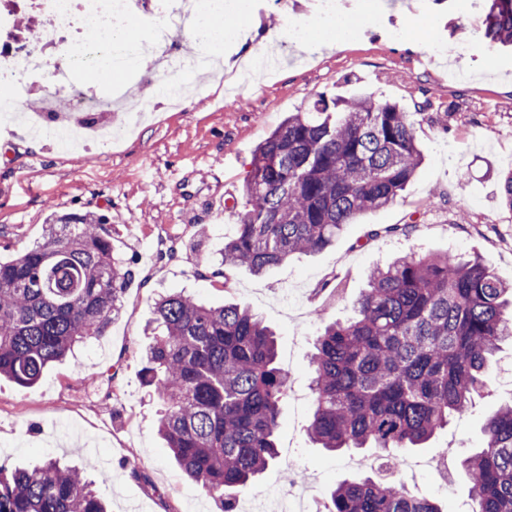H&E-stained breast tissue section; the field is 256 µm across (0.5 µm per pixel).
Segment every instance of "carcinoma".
<instances>
[{"label": "carcinoma", "mask_w": 512, "mask_h": 512, "mask_svg": "<svg viewBox=\"0 0 512 512\" xmlns=\"http://www.w3.org/2000/svg\"><path fill=\"white\" fill-rule=\"evenodd\" d=\"M483 37L512 45V0H486ZM409 113L371 94L318 95L255 150L222 264L257 274L331 246L347 225L392 204L422 154ZM131 270L103 215L57 213L43 242L0 261V377L34 386L77 344L105 336ZM142 381L162 404L158 432L185 474L232 512V492L276 458L287 381L273 332L238 304L182 293L155 302ZM512 338V286L480 258L413 252L368 277L355 316L327 325L310 357V437L331 451L375 448L395 467L489 388L499 344ZM475 512H512V402L462 461ZM0 512H107L92 481L49 460L0 464ZM326 512H445L401 482L344 481Z\"/></svg>", "instance_id": "carcinoma-1"}]
</instances>
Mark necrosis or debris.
<instances>
[{
	"label": "necrosis or debris",
	"instance_id": "obj_1",
	"mask_svg": "<svg viewBox=\"0 0 512 512\" xmlns=\"http://www.w3.org/2000/svg\"><path fill=\"white\" fill-rule=\"evenodd\" d=\"M31 5L44 18L41 40L0 51V87H11L21 75L41 74L47 65L43 49L53 46L60 54L55 70L58 88L47 97L46 113L29 116L18 114L13 97L0 96V127L42 134L64 149L85 146L90 139L101 145L112 136L111 124L86 122L87 117L111 111V99L96 100L72 90L68 73L76 65L94 66L115 33L150 18L153 35L148 50L165 69L157 97L128 104V112L136 115L176 104L186 92L180 74L213 65L210 56H187L176 49L175 32L190 22L189 0H31Z\"/></svg>",
	"mask_w": 512,
	"mask_h": 512
}]
</instances>
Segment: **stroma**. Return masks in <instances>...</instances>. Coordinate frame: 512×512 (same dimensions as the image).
Returning a JSON list of instances; mask_svg holds the SVG:
<instances>
[{
    "mask_svg": "<svg viewBox=\"0 0 512 512\" xmlns=\"http://www.w3.org/2000/svg\"><path fill=\"white\" fill-rule=\"evenodd\" d=\"M361 3V33L304 53L280 34L298 18H315L317 0H265L254 19L279 38L275 70L260 79L201 76L190 81L186 103L133 125L113 113L121 131L114 146L59 152L0 132V259L40 242L51 212H100L132 271L106 336L76 347L34 387L0 382V462L56 458L76 466L100 480L109 512H216L159 438L160 406L141 380L154 301L183 291L260 317L276 333V364L287 377L277 458L236 495L234 512H266L262 494L287 489L291 473L299 484L317 485L299 512H316L340 482L367 476L348 466V453L318 448L308 434L314 340L326 323L351 314L372 268L413 251L476 255L512 283V209L501 198V178L512 172V49L487 47L484 16L470 14L464 0L454 8L448 0ZM392 29L398 39L389 37ZM438 38L469 51L433 53ZM322 93L373 94L409 112L423 154L413 180L322 251L293 255L260 276L240 266L225 279L197 278V268L221 261L257 146ZM376 224L410 230L373 238ZM326 279L332 288L320 289ZM491 379L489 396L475 399L465 418L437 431L427 447L404 452L410 461L446 458L447 480L419 471L408 486L450 512L475 508L457 460L482 447L488 416L512 401V343L501 345Z\"/></svg>",
    "mask_w": 512,
    "mask_h": 512,
    "instance_id": "35a3bbf8",
    "label": "stroma"
}]
</instances>
